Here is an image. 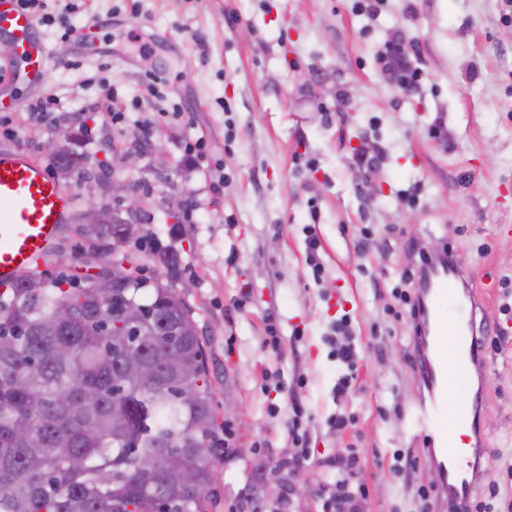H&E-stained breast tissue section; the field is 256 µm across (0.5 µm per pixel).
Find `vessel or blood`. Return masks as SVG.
I'll use <instances>...</instances> for the list:
<instances>
[{
	"label": "vessel or blood",
	"mask_w": 512,
	"mask_h": 512,
	"mask_svg": "<svg viewBox=\"0 0 512 512\" xmlns=\"http://www.w3.org/2000/svg\"><path fill=\"white\" fill-rule=\"evenodd\" d=\"M0 35L9 55L23 58L30 82H41L49 50L36 34L32 16L16 0H0ZM74 208L47 169L22 152L0 153V281L8 283L34 270L55 247ZM461 274L441 262L428 273L421 297L440 296L447 308L420 312L427 328L430 360L423 376L426 391L415 412L416 428L427 435L431 459L442 476L441 493L453 502L468 499L479 478L475 462L460 464L465 446L479 436L476 397L449 404L448 392L472 385L483 367L482 349L474 333L483 299L455 286Z\"/></svg>",
	"instance_id": "b4317fda"
}]
</instances>
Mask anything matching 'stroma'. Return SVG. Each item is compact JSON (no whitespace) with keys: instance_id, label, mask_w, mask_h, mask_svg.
Returning a JSON list of instances; mask_svg holds the SVG:
<instances>
[{"instance_id":"35a3bbf8","label":"stroma","mask_w":512,"mask_h":512,"mask_svg":"<svg viewBox=\"0 0 512 512\" xmlns=\"http://www.w3.org/2000/svg\"><path fill=\"white\" fill-rule=\"evenodd\" d=\"M43 3L102 28L82 49L39 25L50 51L40 90L0 56V98L17 101L0 152L25 151L52 174L47 143L83 158L59 180L76 204L40 271L81 273L96 244L88 200L120 210L110 192L119 182L144 211L141 238L117 254L162 285L192 280L184 300L229 439L212 463L209 512H325L340 472L365 492V512H448L417 496L432 468L430 442L412 427L421 359L412 325L392 311L401 272L434 245L461 258L486 300L474 494L496 485L493 512H512V22L501 0ZM394 36L419 51L421 84L409 95L378 62ZM48 97L51 121L39 112ZM130 152L137 167L124 162ZM340 323L352 368L336 354ZM339 414L342 429L331 424ZM296 416L308 452L288 471Z\"/></svg>"}]
</instances>
